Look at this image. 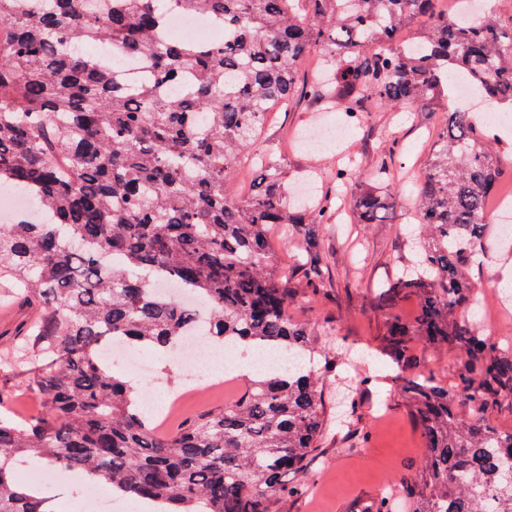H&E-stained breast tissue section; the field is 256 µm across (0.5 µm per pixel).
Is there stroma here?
<instances>
[{
  "mask_svg": "<svg viewBox=\"0 0 512 512\" xmlns=\"http://www.w3.org/2000/svg\"><path fill=\"white\" fill-rule=\"evenodd\" d=\"M443 112L439 104L408 112L372 107L352 116L304 99L277 113L257 141L259 147L281 152L289 181L298 183L314 176V195L331 199L318 228L317 243L326 265L321 295L313 302L292 306L290 313L307 326L316 359H323L330 347L345 358L344 364L322 378L330 422L303 479L304 490L282 499L277 512H366L384 488L420 480L423 439L410 404L397 391L398 367L382 342L389 320L395 316L412 319L417 301L409 297L396 307L385 308L378 294L414 257L418 226L409 214L412 197L406 189L426 160ZM325 120L343 128L342 140L304 145L308 130ZM351 160L365 174L381 165L388 167L395 186L405 192L381 223H357L341 196L334 175ZM483 245L486 258L472 266L471 280L483 289L501 280L512 282V248L502 246L496 224H488ZM412 346L417 371L433 373L444 384L453 382L460 365L457 352L445 346L431 347L419 338L413 339ZM359 374L368 376L370 382L356 419L365 439L354 445L335 417L346 384ZM159 376L163 391L152 392L143 378L137 384L143 393H155L160 400L169 392L184 394V415L225 401L205 380L185 392V373L179 368L160 371ZM22 379L18 369L0 374V393L6 396L0 414L30 418L43 412V403L24 389ZM46 472L55 483L47 492L52 512H81L75 495L81 485L77 472L53 466Z\"/></svg>",
  "mask_w": 512,
  "mask_h": 512,
  "instance_id": "1",
  "label": "stroma"
}]
</instances>
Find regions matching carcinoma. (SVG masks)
I'll list each match as a JSON object with an SVG mask.
<instances>
[{
    "mask_svg": "<svg viewBox=\"0 0 512 512\" xmlns=\"http://www.w3.org/2000/svg\"><path fill=\"white\" fill-rule=\"evenodd\" d=\"M16 2L0 0V184L27 192L36 217L0 224V277L40 312L9 340L3 364L27 366L25 387L46 416H0V512H52L16 480L18 457L90 473L161 512H275L302 491L288 477H304L327 427L312 367L266 371L162 434L102 345H182L198 315L156 292L165 275L206 304L211 343L314 358L290 307L320 295L313 225L326 209L293 195L282 157L253 152L271 112L301 90L351 113L402 112L435 103L456 76L512 110V21L453 20L442 0H34L25 11ZM199 11L224 28V44L168 38L170 13ZM412 25L415 47L393 40ZM102 42L150 58L158 81L123 84L78 47ZM315 52L334 73L327 87L297 81ZM166 81L181 88L169 96ZM244 157L261 179L229 197L224 181ZM499 166L470 114L447 113L415 179L417 259L380 293L390 305L418 301L411 323H390L396 362L410 361L416 336L461 355L449 387L431 373L398 377L428 449L422 479L399 488L411 512H512V430L485 417L512 399V349L455 318L474 299L469 270ZM336 180L352 186L360 224L400 199L346 169ZM276 225L308 240L301 290L276 268ZM368 512H398L394 491Z\"/></svg>",
    "mask_w": 512,
    "mask_h": 512,
    "instance_id": "carcinoma-1",
    "label": "carcinoma"
}]
</instances>
